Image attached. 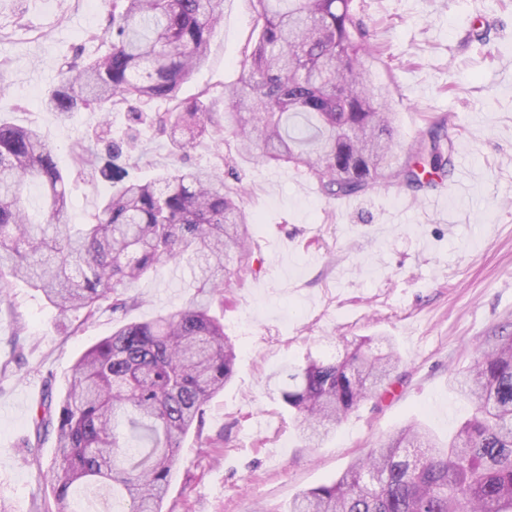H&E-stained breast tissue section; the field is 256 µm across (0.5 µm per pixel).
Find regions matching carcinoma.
<instances>
[{
    "label": "carcinoma",
    "mask_w": 512,
    "mask_h": 512,
    "mask_svg": "<svg viewBox=\"0 0 512 512\" xmlns=\"http://www.w3.org/2000/svg\"><path fill=\"white\" fill-rule=\"evenodd\" d=\"M225 2L112 0L100 34L109 50L60 70L45 107L63 117L100 113L101 135L75 139L71 154L78 172L115 184L88 223H71L67 177L41 132L0 120V299L20 280L62 313L90 319L109 299L112 311L126 313L143 302L134 290L153 267L183 260L200 296L118 326L79 357L58 408L40 404L36 430L56 436L52 512H77L69 499L77 485L108 487L116 512H163L185 436L202 432L208 403L234 375L235 345L212 306L253 272L241 187L226 183L219 166L128 179L98 149L111 112L129 111L130 132L112 153L132 169L151 137L178 156L226 129L245 154L303 169L329 198L380 183L417 191L452 166L445 122L396 159L389 82L366 62L373 49L355 0H251L258 37L237 82L224 88L228 111L218 117L199 97L181 99L207 60ZM158 100L171 107L151 116V136H143V108ZM35 184L43 188L36 215L27 197ZM371 343H353L340 362L290 364L285 381L269 376L304 438L324 439L391 384L400 357L375 354ZM450 385L474 413L447 445L414 423L276 512H512V332L476 350ZM121 420L138 443L124 439Z\"/></svg>",
    "instance_id": "carcinoma-1"
}]
</instances>
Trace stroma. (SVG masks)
Listing matches in <instances>:
<instances>
[{"label":"stroma","instance_id":"stroma-1","mask_svg":"<svg viewBox=\"0 0 512 512\" xmlns=\"http://www.w3.org/2000/svg\"><path fill=\"white\" fill-rule=\"evenodd\" d=\"M392 75L396 153L405 156L428 123L459 128L454 153L469 168L438 209L419 193L376 186L330 200L303 171L243 159L232 135L203 141L182 157L222 165L242 183L256 218V273L226 294L224 331L237 345L235 374L211 401L202 433L184 439L164 512H260L336 480L381 440L419 422L447 437L471 411L452 376L512 331V0H358ZM108 0H0V118L41 131L70 176V214L85 223L111 183L78 175L74 138L98 113L63 119L43 99L61 67L104 50ZM249 0H227L204 66L181 89L223 92L252 43ZM192 271L151 269L145 304L119 315L103 301L92 320L60 313L15 282L0 301V503L7 512H46L53 433L33 424L45 397L60 401L81 353L122 321L185 306ZM390 337L402 362L390 393L365 400L323 442L298 434L267 387L270 374L306 356L343 359L351 342ZM223 438L222 452L210 440Z\"/></svg>","mask_w":512,"mask_h":512}]
</instances>
